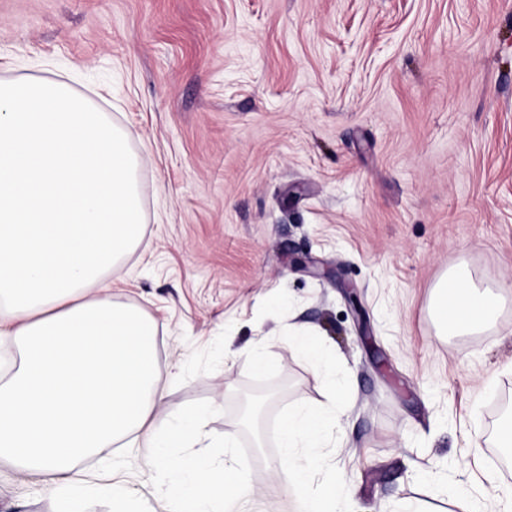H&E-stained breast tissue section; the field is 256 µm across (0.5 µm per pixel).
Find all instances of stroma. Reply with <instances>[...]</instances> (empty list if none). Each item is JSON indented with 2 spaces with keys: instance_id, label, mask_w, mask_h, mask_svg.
Here are the masks:
<instances>
[{
  "instance_id": "stroma-1",
  "label": "stroma",
  "mask_w": 512,
  "mask_h": 512,
  "mask_svg": "<svg viewBox=\"0 0 512 512\" xmlns=\"http://www.w3.org/2000/svg\"><path fill=\"white\" fill-rule=\"evenodd\" d=\"M19 77L67 81L144 157L112 299L158 322L155 425L201 410L252 488L217 512H298L275 422L335 381L305 493L340 477L348 512H460L447 482L507 484L482 438L512 384V0H0V79ZM459 267L500 310L441 336L429 304ZM299 328L325 367L289 348ZM155 461L79 462L104 489L86 512H177ZM51 480L0 461V512H55Z\"/></svg>"
}]
</instances>
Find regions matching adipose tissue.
<instances>
[{
  "mask_svg": "<svg viewBox=\"0 0 512 512\" xmlns=\"http://www.w3.org/2000/svg\"><path fill=\"white\" fill-rule=\"evenodd\" d=\"M128 130L58 81L0 80V341L21 353L0 378V459L67 474L130 436L158 449L155 479L180 512H214L248 495L233 471L168 449L203 438L198 415L167 431L151 419L165 393L156 366L157 322L112 300L105 274L142 239L140 160ZM500 296L466 269L435 286L439 335L490 324ZM339 397L278 423L283 474L302 491L338 422Z\"/></svg>",
  "mask_w": 512,
  "mask_h": 512,
  "instance_id": "1",
  "label": "adipose tissue"
}]
</instances>
